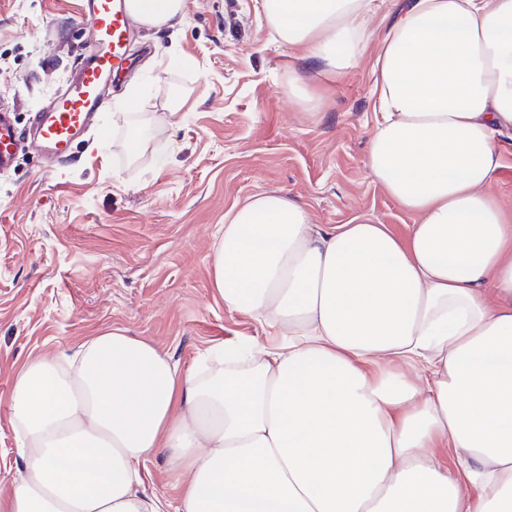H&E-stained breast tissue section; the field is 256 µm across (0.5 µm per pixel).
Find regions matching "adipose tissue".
<instances>
[{"mask_svg":"<svg viewBox=\"0 0 512 512\" xmlns=\"http://www.w3.org/2000/svg\"><path fill=\"white\" fill-rule=\"evenodd\" d=\"M184 8L129 0L156 30ZM379 8L263 0L278 38L339 76ZM375 72L366 165L418 215L408 238L252 197L213 244V283L272 343L208 349L185 377L115 331L67 365L28 361L0 512H168L141 477L159 448L185 473L177 512H512V209L486 191L512 127V0H404Z\"/></svg>","mask_w":512,"mask_h":512,"instance_id":"adipose-tissue-1","label":"adipose tissue"}]
</instances>
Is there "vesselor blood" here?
<instances>
[{
	"label": "vessel or blood",
	"mask_w": 512,
	"mask_h": 512,
	"mask_svg": "<svg viewBox=\"0 0 512 512\" xmlns=\"http://www.w3.org/2000/svg\"><path fill=\"white\" fill-rule=\"evenodd\" d=\"M80 21L94 36L91 51L77 67L66 90L45 111L36 113L27 144L60 159L69 155L108 104L113 76L132 70L129 41L133 18L126 0H82ZM18 146L8 113H0V170L11 166Z\"/></svg>",
	"instance_id": "obj_1"
}]
</instances>
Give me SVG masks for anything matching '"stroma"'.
Returning <instances> with one entry per match:
<instances>
[{
  "label": "stroma",
  "instance_id": "obj_1",
  "mask_svg": "<svg viewBox=\"0 0 512 512\" xmlns=\"http://www.w3.org/2000/svg\"><path fill=\"white\" fill-rule=\"evenodd\" d=\"M80 0H0V111L25 131L89 51ZM263 0H186L183 20L137 27L141 54L115 78L98 123L64 163L29 151L0 171V493L15 484L9 395L30 359L57 360L108 330L154 344L181 375L202 372L206 348L259 337L227 309L212 276L214 235L251 197L278 192L328 228L354 217L407 238L401 208L366 165L375 126L373 65L402 0L367 21L368 44L343 78L318 72L278 41ZM322 98L318 115L289 81ZM164 123L154 147L128 154L136 126ZM147 493L175 500L181 470L165 449L144 464Z\"/></svg>",
  "mask_w": 512,
  "mask_h": 512
}]
</instances>
